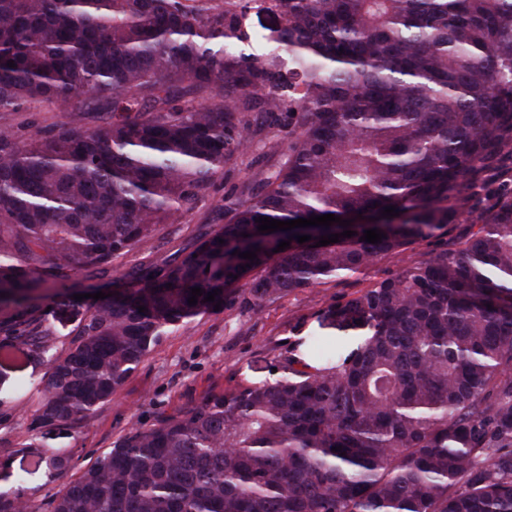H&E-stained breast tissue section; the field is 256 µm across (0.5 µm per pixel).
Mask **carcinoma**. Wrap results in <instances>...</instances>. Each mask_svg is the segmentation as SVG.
<instances>
[{
    "label": "carcinoma",
    "instance_id": "obj_1",
    "mask_svg": "<svg viewBox=\"0 0 512 512\" xmlns=\"http://www.w3.org/2000/svg\"><path fill=\"white\" fill-rule=\"evenodd\" d=\"M81 99L0 132V333L47 360L37 428L85 426L215 305L355 274L479 207L512 171V0H0V110ZM275 137L224 225L123 274L57 351L31 292L111 266ZM325 214L368 222L280 252L256 222ZM312 319L277 378L131 427L47 512H512V174L477 229ZM82 103L73 101L67 105L30 101L22 105L17 113L0 112V128L12 125L19 134L27 136L37 128L50 127L68 120L71 112L79 110Z\"/></svg>",
    "mask_w": 512,
    "mask_h": 512
}]
</instances>
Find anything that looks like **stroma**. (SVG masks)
Wrapping results in <instances>:
<instances>
[{
	"label": "stroma",
	"mask_w": 512,
	"mask_h": 512,
	"mask_svg": "<svg viewBox=\"0 0 512 512\" xmlns=\"http://www.w3.org/2000/svg\"><path fill=\"white\" fill-rule=\"evenodd\" d=\"M79 107L76 101L66 105L30 101L18 112H0V128L10 125L26 136L68 120ZM252 174V168L242 164L217 175L194 211L175 214L172 223L162 225L155 235L116 259L106 273L92 279L72 276L67 287L79 295L87 288L111 292L122 271L192 245L200 232L223 224L225 197L230 196L232 186L250 183ZM471 221L470 214H462L443 238L418 243L401 256L381 259L326 285L296 291L262 309L239 299L222 312L196 317L187 327L163 336L112 402L77 431L33 429L37 383L47 366L24 346L0 350V492L22 500L29 512H41L56 492L79 477L129 428L151 426L159 417L174 414L206 395L231 390L243 379H271L297 333L310 328L312 313L452 243L469 232ZM40 305L58 347H66L86 313V301L79 299L64 308L47 297ZM52 447L65 449L66 469L37 465L38 456Z\"/></svg>",
	"instance_id": "obj_1"
}]
</instances>
